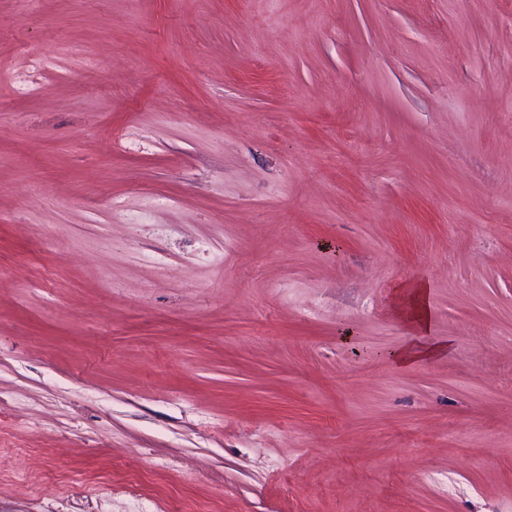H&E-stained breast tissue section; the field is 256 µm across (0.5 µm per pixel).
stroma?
I'll return each mask as SVG.
<instances>
[{
    "mask_svg": "<svg viewBox=\"0 0 512 512\" xmlns=\"http://www.w3.org/2000/svg\"><path fill=\"white\" fill-rule=\"evenodd\" d=\"M185 500L512 512V0H0V512ZM428 287L423 282H411L401 291V307L412 329L409 341L392 354L394 362L408 366L434 359L448 350V343L428 339L432 315L428 303Z\"/></svg>",
    "mask_w": 512,
    "mask_h": 512,
    "instance_id": "35a3bbf8",
    "label": "stroma"
}]
</instances>
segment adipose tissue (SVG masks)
<instances>
[{"label": "adipose tissue", "mask_w": 512, "mask_h": 512, "mask_svg": "<svg viewBox=\"0 0 512 512\" xmlns=\"http://www.w3.org/2000/svg\"><path fill=\"white\" fill-rule=\"evenodd\" d=\"M402 312L412 329L409 341L393 353L394 362L408 366L444 354L448 345L430 341L432 315L428 303V287L422 282L405 285L400 295Z\"/></svg>", "instance_id": "adipose-tissue-1"}]
</instances>
